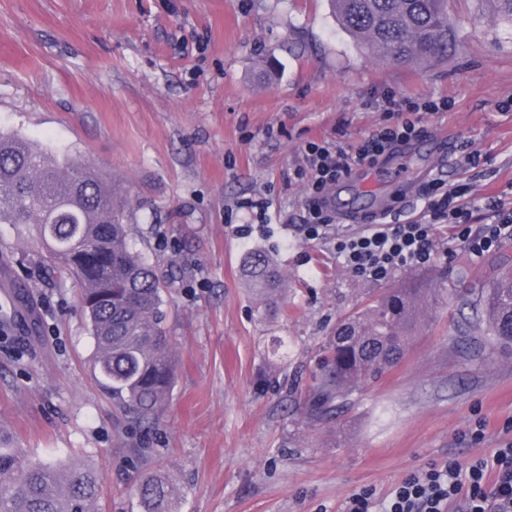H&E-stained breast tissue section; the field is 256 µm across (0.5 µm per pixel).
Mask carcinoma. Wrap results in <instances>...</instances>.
<instances>
[{"mask_svg": "<svg viewBox=\"0 0 512 512\" xmlns=\"http://www.w3.org/2000/svg\"><path fill=\"white\" fill-rule=\"evenodd\" d=\"M340 25L369 52L400 62L448 50V0H330ZM126 196L90 163L54 159L17 134H0V224H33L46 251L43 275L78 284V303L95 341L94 375L124 415L156 420L177 369L164 326L162 273L128 241ZM248 282L269 305L283 287L276 261L246 258ZM430 284L408 281L345 319L328 342L327 370L310 388L314 417L328 419L400 360L415 336ZM478 305L491 339L512 343V271L482 292ZM169 484L145 477L136 489L141 512H170ZM95 472L71 460L29 461L0 448V512H92Z\"/></svg>", "mask_w": 512, "mask_h": 512, "instance_id": "cac0c4a2", "label": "carcinoma"}]
</instances>
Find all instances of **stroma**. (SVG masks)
<instances>
[{
	"label": "stroma",
	"instance_id": "1",
	"mask_svg": "<svg viewBox=\"0 0 512 512\" xmlns=\"http://www.w3.org/2000/svg\"><path fill=\"white\" fill-rule=\"evenodd\" d=\"M448 21L447 57L400 64L357 45L328 0H0V132L87 159L130 198L131 246L176 273L164 309L178 359L160 419L130 422L94 377L76 284H43L31 228L0 224L38 301L28 328L0 332V448L92 468L96 512H139L150 473L173 487L172 512H344L360 488L380 502L428 463L488 461L512 441V349L456 332L479 318L465 298L512 269V241L475 257L444 227L430 266L378 283L300 229L302 145H357L388 91L453 99L429 131L487 162L466 172L422 151L372 168L379 192L400 197L426 169L479 197L512 191V112L498 108L512 23L490 0H448ZM254 251L288 281L267 310L244 278ZM410 279L442 294L406 355L314 421L308 388L337 323Z\"/></svg>",
	"mask_w": 512,
	"mask_h": 512
}]
</instances>
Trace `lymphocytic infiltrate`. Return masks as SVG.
<instances>
[{"label": "lymphocytic infiltrate", "instance_id": "obj_1", "mask_svg": "<svg viewBox=\"0 0 512 512\" xmlns=\"http://www.w3.org/2000/svg\"><path fill=\"white\" fill-rule=\"evenodd\" d=\"M385 122L357 146L346 149L332 140L306 142L307 167L296 176L306 185V235L311 240L332 239L342 264L353 277L381 282L404 268L429 266L435 255L439 225H448L452 241L479 257L499 244L512 241V202L477 198L469 185L448 183L442 175L426 182L419 198V219L402 224H365L355 231L332 233L334 214L321 204L325 194L359 167L372 168L398 146L426 135L424 116L452 108L448 97L398 96L385 93L374 102ZM492 213L490 224L473 229L477 209ZM496 471L484 462L464 464L451 459L411 474L389 499L375 503L369 489L353 494L346 512H512V443L494 456Z\"/></svg>", "mask_w": 512, "mask_h": 512}]
</instances>
